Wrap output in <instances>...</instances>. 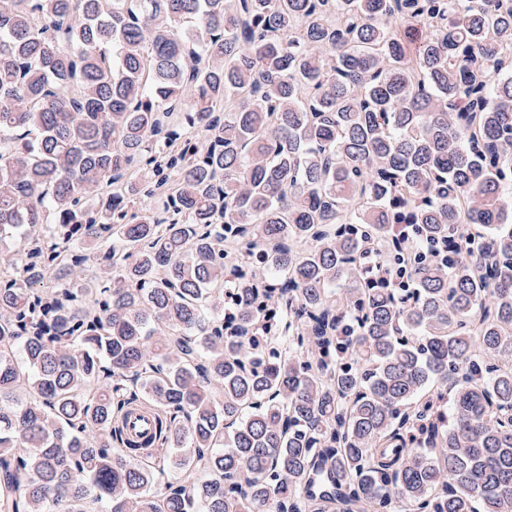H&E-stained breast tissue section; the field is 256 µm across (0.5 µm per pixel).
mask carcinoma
Masks as SVG:
<instances>
[{
  "label": "carcinoma",
  "instance_id": "cac0c4a2",
  "mask_svg": "<svg viewBox=\"0 0 512 512\" xmlns=\"http://www.w3.org/2000/svg\"><path fill=\"white\" fill-rule=\"evenodd\" d=\"M7 235L0 512H512V0H0Z\"/></svg>",
  "mask_w": 512,
  "mask_h": 512
}]
</instances>
